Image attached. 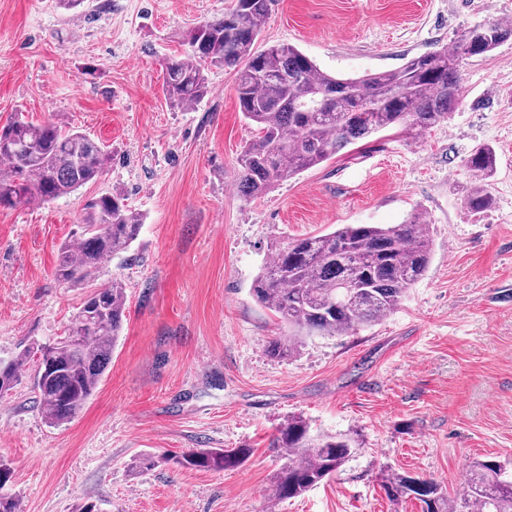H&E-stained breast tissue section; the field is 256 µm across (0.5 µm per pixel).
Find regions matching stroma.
Returning a JSON list of instances; mask_svg holds the SVG:
<instances>
[{"instance_id":"1","label":"stroma","mask_w":512,"mask_h":512,"mask_svg":"<svg viewBox=\"0 0 512 512\" xmlns=\"http://www.w3.org/2000/svg\"><path fill=\"white\" fill-rule=\"evenodd\" d=\"M235 0H0V126L21 115L78 129L112 154L98 181L48 203L0 208V357L54 342L89 291L55 274L89 197L120 189L144 215L138 239L103 265L121 280L123 331L93 396L68 425L45 423L30 381L0 397V464L22 512H421L390 502L381 474L456 491L469 464L512 467V41L463 62L448 123L384 130L248 201L236 158L252 138L235 73L206 72L182 109L164 62L187 30ZM512 20V0H273L260 47L287 43L325 72L358 77L454 47L465 28ZM491 146L494 202L470 214L465 159ZM422 212L430 269L385 320L342 337H302L267 355L286 325L250 292L271 249L343 224ZM312 434L355 433L360 454L304 496L271 505L288 416ZM246 448L214 472L144 468L148 454Z\"/></svg>"}]
</instances>
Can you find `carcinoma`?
Segmentation results:
<instances>
[{
  "label": "carcinoma",
  "instance_id": "1",
  "mask_svg": "<svg viewBox=\"0 0 512 512\" xmlns=\"http://www.w3.org/2000/svg\"><path fill=\"white\" fill-rule=\"evenodd\" d=\"M271 0H236L216 20L185 34L188 50L167 60L164 89L173 108H184L208 92L205 67L236 71L240 112L255 134L237 157L239 187L247 199L260 198L340 150L379 131L400 126L426 131L447 122L460 103V64L489 58L512 41V23L492 22L464 30L451 51L415 56L400 68L337 78L322 71L290 44L258 49ZM112 161L111 152L87 135L23 116L0 127V198L17 204L47 203L95 182ZM495 152L472 149L466 165L475 181L465 198L473 214L491 208L487 180ZM143 215L119 191L85 205L76 246L60 247L56 275L65 283L96 280L105 261L126 252L139 236ZM432 240L420 213L402 224H345L332 232L279 244L251 284L256 303L300 334L347 336L386 318L429 270ZM101 300H86L60 340L29 347L0 369V395L32 375L36 402L54 427L70 423L93 396L122 332L126 293L121 281L101 288ZM79 330L72 342L70 332ZM299 344L272 340L267 352L286 358ZM271 447L283 463L272 484L275 503L300 497L341 471L359 450L356 435H310L309 424L292 416L277 429ZM247 448L167 451L147 456V468L161 462L180 468L222 471L244 462ZM383 489L393 500L415 499L422 512H512V472L499 460L477 459L452 495L433 479L392 472Z\"/></svg>",
  "mask_w": 512,
  "mask_h": 512
}]
</instances>
